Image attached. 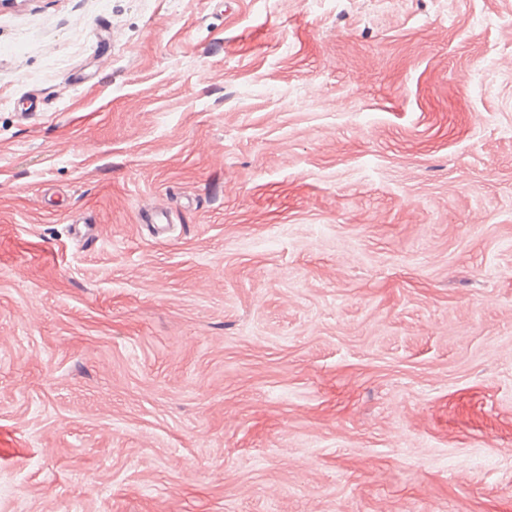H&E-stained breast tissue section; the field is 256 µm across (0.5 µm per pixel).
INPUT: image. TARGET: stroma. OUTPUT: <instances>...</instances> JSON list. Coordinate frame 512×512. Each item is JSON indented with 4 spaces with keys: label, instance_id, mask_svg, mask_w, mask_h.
Masks as SVG:
<instances>
[{
    "label": "stroma",
    "instance_id": "1",
    "mask_svg": "<svg viewBox=\"0 0 512 512\" xmlns=\"http://www.w3.org/2000/svg\"><path fill=\"white\" fill-rule=\"evenodd\" d=\"M0 512H512V0H0Z\"/></svg>",
    "mask_w": 512,
    "mask_h": 512
}]
</instances>
